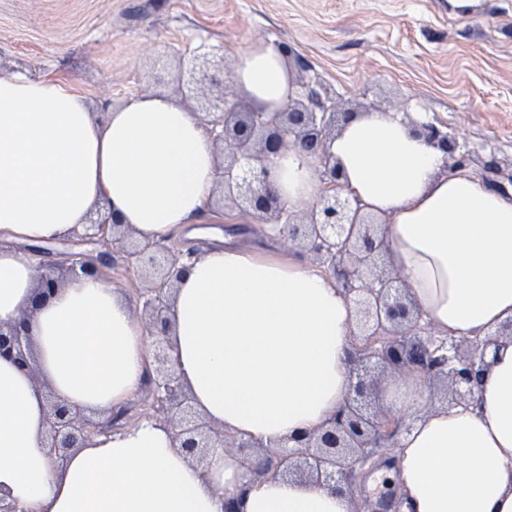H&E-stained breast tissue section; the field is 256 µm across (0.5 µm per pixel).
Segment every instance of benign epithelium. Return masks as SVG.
I'll return each mask as SVG.
<instances>
[{"label": "benign epithelium", "instance_id": "benign-epithelium-1", "mask_svg": "<svg viewBox=\"0 0 512 512\" xmlns=\"http://www.w3.org/2000/svg\"><path fill=\"white\" fill-rule=\"evenodd\" d=\"M186 109L213 136L215 145H228L231 155L218 171L224 199L259 224H280L290 244L310 255L312 261L336 279L356 309L361 341L352 357L351 386L346 404L318 432L295 436L260 452L250 441L224 435V429L204 419L193 407L189 393L177 376L171 356L172 299L170 289L185 270L181 259L160 242L133 237L114 212L98 211L90 219L82 240L95 241L103 249L72 252L67 262L41 265L42 273L34 305L48 302L69 277L98 275L112 279V271L134 269L149 279L150 287L139 292L142 317L152 338V363L148 373L152 396L149 417L167 423L174 446L200 460L215 449L233 448L249 465L253 476L306 475L328 485L350 483L355 466L369 459L380 442L393 439L405 424L385 410L366 411L371 368L403 371L419 367L429 377L447 382V401L458 403L473 395L477 367L487 349L501 336L512 337V321L469 340L467 350L455 340L445 351L431 348L418 338L423 331L415 306L408 299L402 279L380 270L387 245L378 236L377 222L360 203L343 195L342 177L329 143L336 135V101L322 82L302 79L297 92L284 106L270 112L236 111L237 103L224 96V62L210 52L187 58ZM419 133L449 158L462 164L465 154L456 137L431 123L419 125ZM292 143L313 154L319 163L323 187L313 205L297 215L288 211L268 184L264 161ZM488 181L500 189L512 183L495 159L483 162ZM30 332L26 315L0 324V358L29 367ZM127 415L92 420L81 411L52 401L43 447L64 458L82 448L94 434L114 428Z\"/></svg>", "mask_w": 512, "mask_h": 512}]
</instances>
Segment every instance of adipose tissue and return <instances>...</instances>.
Returning <instances> with one entry per match:
<instances>
[{
  "label": "adipose tissue",
  "mask_w": 512,
  "mask_h": 512,
  "mask_svg": "<svg viewBox=\"0 0 512 512\" xmlns=\"http://www.w3.org/2000/svg\"><path fill=\"white\" fill-rule=\"evenodd\" d=\"M234 79L257 106L285 102L292 77L277 45L249 46ZM352 198L381 217L380 236L421 322L438 336L484 337L512 320V194L486 187L398 112H362L330 144ZM288 211L317 200L313 155L265 162ZM215 146L169 97L133 95L96 118L57 80L0 75V323L28 314L32 367L0 359V495L20 512H358L346 491L295 476L252 478L234 454L207 463L144 420L93 436L64 459L44 446L46 394L116 415L143 388L150 340L105 280L65 281L32 300L30 249L82 233L92 211L117 212L143 240L189 232L210 247L186 262L171 311L173 361L196 410L265 445L320 429L351 382L354 304L297 251L242 244L208 226ZM474 395L420 412L428 380L390 381L386 406L411 421L394 443L403 512H512V340L490 350Z\"/></svg>",
  "instance_id": "1"
}]
</instances>
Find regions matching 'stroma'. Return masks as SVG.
<instances>
[{
  "instance_id": "35a3bbf8",
  "label": "stroma",
  "mask_w": 512,
  "mask_h": 512,
  "mask_svg": "<svg viewBox=\"0 0 512 512\" xmlns=\"http://www.w3.org/2000/svg\"><path fill=\"white\" fill-rule=\"evenodd\" d=\"M287 43L340 112L420 113L469 150L472 171L512 170V0H0V72L74 86L98 107L131 95L183 101L178 55L206 45L233 74L243 49ZM388 451L356 467L369 512H399L393 483L373 492Z\"/></svg>"
}]
</instances>
